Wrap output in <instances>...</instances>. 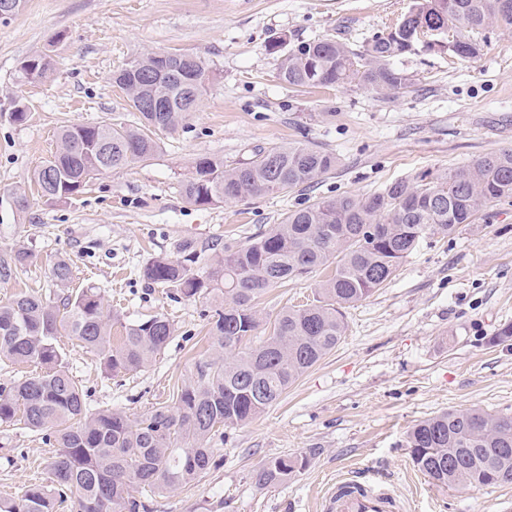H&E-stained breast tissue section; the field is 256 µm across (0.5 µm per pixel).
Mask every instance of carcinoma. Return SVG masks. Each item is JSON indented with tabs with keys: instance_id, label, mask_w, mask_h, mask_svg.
<instances>
[{
	"instance_id": "1",
	"label": "carcinoma",
	"mask_w": 512,
	"mask_h": 512,
	"mask_svg": "<svg viewBox=\"0 0 512 512\" xmlns=\"http://www.w3.org/2000/svg\"><path fill=\"white\" fill-rule=\"evenodd\" d=\"M412 8L415 22L447 29L448 55L461 61L479 57V34L512 26V0H413ZM269 50L279 54L278 78L293 87L357 83L397 92L407 85L396 63L411 50L389 30L358 49L325 37L287 49L278 38ZM154 66L147 52L116 77L139 114L138 125L102 121L59 131L53 159L33 174L42 198L68 199L99 174L155 156L156 132L175 129L195 111L211 80L205 64L175 59L161 74ZM50 70V60L38 55L24 60L19 72L39 82ZM150 95L164 97L166 111H143ZM335 167L330 152L301 142L276 144L233 167L220 158L198 159L181 193L199 206L282 194L319 181ZM508 198L512 150H501L445 174L396 181L371 196L345 195L292 210L245 244L215 253L202 275L178 260L152 259L141 270L147 284L171 288L181 298L214 301L206 314L214 354L197 362L171 402L133 418L87 409L60 338L78 341L116 377L146 367L174 335V324L164 314L129 323L113 344L112 315L101 290L69 289L72 267L56 260L51 277L58 290L21 293L0 303V361L34 367L0 386V425L49 430L57 445L48 464L50 487L27 489L19 502L0 504V512H55L57 498L68 496L77 499L79 512H149L146 502L153 496L188 485L211 468L213 442L224 441V429L257 417L335 349L346 332L344 309L383 287L420 241L450 237L475 223L488 205ZM30 257L25 248L0 255V282L11 280ZM321 268L329 273L313 299L282 309L267 323L257 309L265 291ZM406 447L414 465L440 488L512 484L511 415L443 411L414 425ZM308 463L305 455L273 458L258 468L256 483L276 486ZM134 484L139 498L129 492Z\"/></svg>"
}]
</instances>
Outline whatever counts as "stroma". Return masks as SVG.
<instances>
[{"label":"stroma","instance_id":"35a3bbf8","mask_svg":"<svg viewBox=\"0 0 512 512\" xmlns=\"http://www.w3.org/2000/svg\"><path fill=\"white\" fill-rule=\"evenodd\" d=\"M411 0H27L0 21V254L25 245L31 260L0 283V301L54 290L50 267L69 259L72 288L101 289L123 325L167 315L176 332L146 368L105 375L92 354L62 338L71 373L91 410L136 416L165 402L208 357L205 299H174L143 281L151 258H178L193 241L202 271L215 250L246 243L288 211L342 195L369 196L400 179L438 174L489 152L512 150V30L496 28L480 56L459 61L416 52L398 67V93L350 84L296 88L279 80L274 38L288 45L332 37L359 48L392 26ZM187 53L212 80L198 108L175 131L158 133L146 162L96 176L84 193L41 199L34 171L56 150L61 127L136 113L113 81L145 52ZM41 54L43 81L19 66ZM24 107L16 123L7 112ZM301 141L333 153L317 184L212 206H196L180 185L198 158L234 166L253 150ZM29 205L17 210L14 192ZM323 277L270 288L263 313L310 299ZM338 346L250 422L226 430L207 473L155 497L151 512H324L338 477L386 476L382 491L406 512H512V486L440 488L414 466L405 446L419 421L448 410L512 415V345L494 344L512 324V198L452 237L427 238L392 280L346 311ZM56 453L45 433L0 425V502L19 501L32 465ZM306 455L305 470L263 488L254 474L267 460Z\"/></svg>","mask_w":512,"mask_h":512}]
</instances>
